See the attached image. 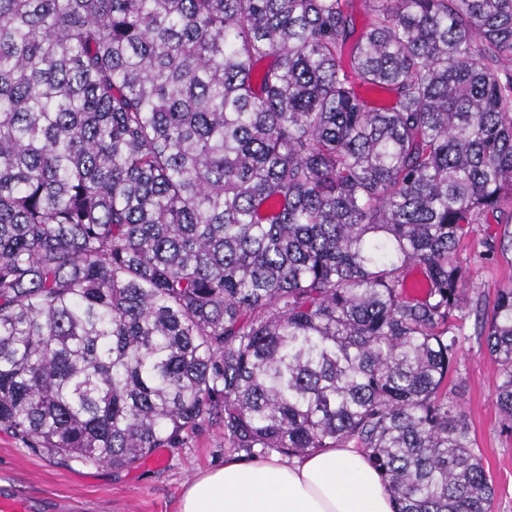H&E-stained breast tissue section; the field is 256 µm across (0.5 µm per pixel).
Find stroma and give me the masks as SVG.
<instances>
[{"label": "stroma", "mask_w": 512, "mask_h": 512, "mask_svg": "<svg viewBox=\"0 0 512 512\" xmlns=\"http://www.w3.org/2000/svg\"><path fill=\"white\" fill-rule=\"evenodd\" d=\"M485 230L471 225L456 252L457 261L469 267L471 282L448 389L491 476L492 512H512V430L497 405L500 379L483 335L497 288L512 283V263L482 259ZM233 454L223 425L211 420L185 432L178 447L161 449L158 462L145 458L124 470L63 463L0 432V497L21 499L25 512H178L186 482Z\"/></svg>", "instance_id": "obj_1"}]
</instances>
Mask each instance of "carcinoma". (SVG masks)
<instances>
[{"instance_id":"obj_1","label":"carcinoma","mask_w":512,"mask_h":512,"mask_svg":"<svg viewBox=\"0 0 512 512\" xmlns=\"http://www.w3.org/2000/svg\"><path fill=\"white\" fill-rule=\"evenodd\" d=\"M511 63L512 0H0V431L122 470L211 418L491 512L448 377ZM485 341L512 429L511 284Z\"/></svg>"}]
</instances>
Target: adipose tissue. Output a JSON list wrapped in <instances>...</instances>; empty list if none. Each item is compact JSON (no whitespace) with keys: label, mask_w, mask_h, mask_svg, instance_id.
<instances>
[{"label":"adipose tissue","mask_w":512,"mask_h":512,"mask_svg":"<svg viewBox=\"0 0 512 512\" xmlns=\"http://www.w3.org/2000/svg\"><path fill=\"white\" fill-rule=\"evenodd\" d=\"M178 512H393L380 474L354 448L290 461L240 460L195 475Z\"/></svg>","instance_id":"1"}]
</instances>
